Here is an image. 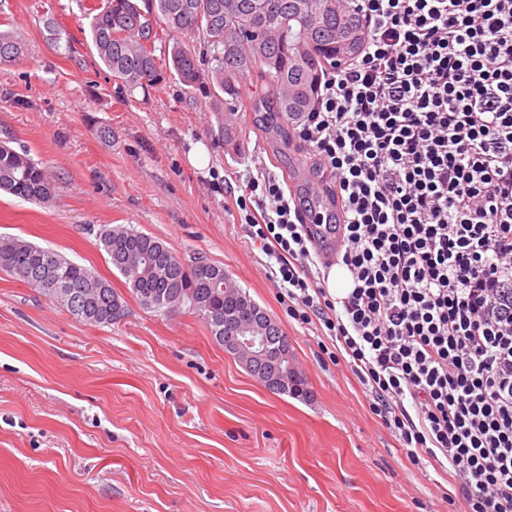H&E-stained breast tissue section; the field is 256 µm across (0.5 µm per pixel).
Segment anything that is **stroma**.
I'll return each instance as SVG.
<instances>
[{
    "label": "stroma",
    "instance_id": "35a3bbf8",
    "mask_svg": "<svg viewBox=\"0 0 512 512\" xmlns=\"http://www.w3.org/2000/svg\"><path fill=\"white\" fill-rule=\"evenodd\" d=\"M83 3L0 0V28L28 47L0 62V141L55 180L46 205L0 193V236L54 248L127 306L88 325L0 271V512H451L445 475L412 466L344 365L322 362L319 336L288 318L239 220L224 177L248 159L301 194L318 186L295 140L264 127L259 85L245 81L237 112L210 111L160 43L161 82L120 89ZM49 21L70 47L48 41ZM105 224L222 266L287 336L307 395L266 389L201 316L143 309L99 246Z\"/></svg>",
    "mask_w": 512,
    "mask_h": 512
}]
</instances>
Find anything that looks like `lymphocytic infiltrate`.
<instances>
[{"instance_id":"obj_1","label":"lymphocytic infiltrate","mask_w":512,"mask_h":512,"mask_svg":"<svg viewBox=\"0 0 512 512\" xmlns=\"http://www.w3.org/2000/svg\"><path fill=\"white\" fill-rule=\"evenodd\" d=\"M338 2L363 48L295 124L336 211L261 169L240 218L411 464L463 512H512V0Z\"/></svg>"}]
</instances>
